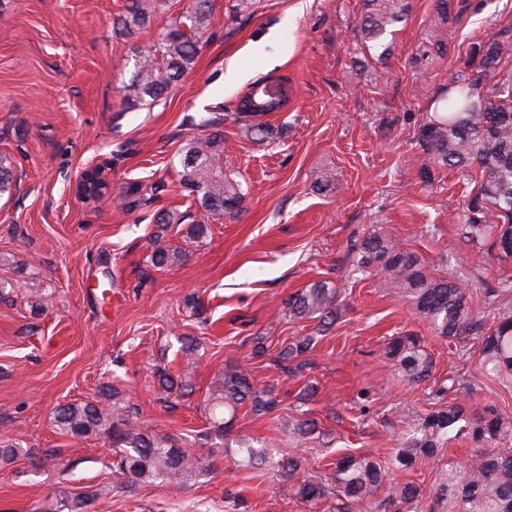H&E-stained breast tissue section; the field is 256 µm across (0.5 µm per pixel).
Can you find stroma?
Returning a JSON list of instances; mask_svg holds the SVG:
<instances>
[{
    "mask_svg": "<svg viewBox=\"0 0 512 512\" xmlns=\"http://www.w3.org/2000/svg\"><path fill=\"white\" fill-rule=\"evenodd\" d=\"M128 2L0 0V152L14 159L19 179L18 190L0 197V281L17 286L0 298V433L20 449L0 468V512H54L60 496L83 492L93 496L88 512H306L280 496L275 463L236 472L223 449L197 441L207 426L200 405L229 363L258 386H274L286 409L305 384L318 386L307 407L320 438L295 446L264 418L243 431L325 475L342 451L385 455L404 414L424 410L426 385L405 381L384 356L397 336L420 337L434 380L454 372L470 382L472 408L492 405L512 417V383L480 375L475 341L461 347L435 335L378 278L344 284L354 244L378 224L431 275L451 274L467 256L448 215L465 209L476 181L440 168L424 177L414 132L429 98L473 46L512 25V0H450L446 20L433 0H410L382 56L357 40L362 0H260L249 18L233 16L234 0H214L193 69L166 102L136 110L121 92L135 48L192 0H168L131 37L113 28ZM438 37L445 53L436 51ZM232 66L243 77L228 83ZM267 76L287 78L293 95L269 117L274 143L260 145L231 115L243 92ZM203 115L222 118L224 170L245 190L239 213L215 221L178 184L179 151ZM92 164L104 169L110 189L87 202L76 183ZM317 172L331 178V190H317ZM133 184L139 201L122 210L118 199ZM164 210L181 221L162 232L155 218ZM204 223L211 226L204 241L187 238V225ZM155 245L186 257L151 268ZM319 280L338 287L342 310L321 334L316 321L283 314L289 296ZM473 280L472 310L493 328L496 290L512 282V259L485 252ZM43 291L50 298L41 305ZM191 294L201 317L185 308ZM312 335L302 376L275 366L270 355L282 341ZM181 336L199 338L204 355L191 395L168 408L155 375L180 373ZM260 338L269 352L256 357ZM103 385L123 391L149 432L195 442L210 470L180 489L122 487L109 468L110 441L73 439L53 424L58 406L93 398ZM472 450L467 440L449 443L421 468L389 478L431 491L440 470Z\"/></svg>",
    "mask_w": 512,
    "mask_h": 512,
    "instance_id": "obj_1",
    "label": "stroma"
}]
</instances>
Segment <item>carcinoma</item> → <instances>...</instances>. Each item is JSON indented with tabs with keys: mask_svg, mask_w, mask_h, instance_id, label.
<instances>
[{
	"mask_svg": "<svg viewBox=\"0 0 512 512\" xmlns=\"http://www.w3.org/2000/svg\"><path fill=\"white\" fill-rule=\"evenodd\" d=\"M360 39L367 50L385 48L382 38L408 15L409 0H364ZM150 21L140 0H132L126 13L115 19L125 36H132ZM213 21L212 0H193L190 11L163 26L156 39L135 49L134 71L123 87L124 104L130 108L152 107L168 93L171 85L190 70L197 58L198 42ZM262 112H238L235 120L252 140L265 144L274 129L262 121ZM221 118L200 117V134L185 141L179 184L214 219L238 212L245 193L240 182L224 173V134ZM416 143L427 156L429 166L453 168L467 173L479 170L477 191L466 210L451 213L463 241L477 249L483 259L485 242L504 257H512V27H504L474 46L472 56L448 81L440 97L429 100L415 134ZM16 187L14 161L0 153V196ZM353 278L378 277L396 296L413 306L435 335L466 344L478 339L481 374L502 383L512 381V307L501 302L495 330L483 336L469 298L470 267L458 262L446 277L428 274L419 257L404 249L383 227L374 226L356 246ZM179 250L156 247L149 264L158 269L183 262ZM284 314L290 318L319 321V331L329 330L340 314L337 289L319 280L290 296ZM183 370L177 377L159 375L162 399L181 396L201 358V343L193 336L179 339ZM313 336H302L281 346L274 357L278 368L298 375L306 367L301 357L315 345ZM402 376L412 384L428 380L433 358L414 336H397L387 346ZM463 382L448 376L427 393L436 409L417 413L406 421L399 446L380 462L371 457L341 455L332 462L330 477L301 475L302 458L291 455L279 464V490L283 497L305 506L330 503V512H512V417L489 405L482 411L458 402L443 404L444 397L457 394ZM278 405L275 388L258 387L240 365H228L209 388L203 412L208 424L198 439L226 440L225 453L234 458L237 469L253 468L269 457L266 442L245 434L232 435L238 411L252 420L267 417L288 431L299 445L314 439L317 421L295 413L283 417L274 413ZM59 431L71 438L90 435L112 440L113 468L123 485L139 487L162 481L177 488L200 470L197 453L170 436L148 432L137 423L127 398L106 386L97 397L67 403L55 414ZM470 439L477 449L467 459L443 471L431 502L413 482L385 484V468H411L417 459L430 458L449 441ZM19 456L12 439L0 435V466ZM89 495L78 493L60 502V512H84Z\"/></svg>",
	"mask_w": 512,
	"mask_h": 512,
	"instance_id": "1",
	"label": "carcinoma"
}]
</instances>
